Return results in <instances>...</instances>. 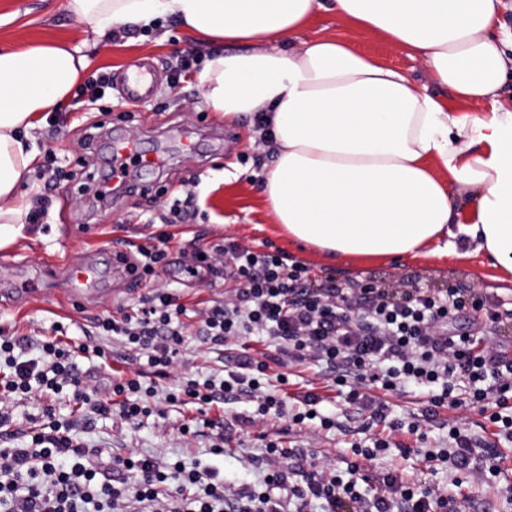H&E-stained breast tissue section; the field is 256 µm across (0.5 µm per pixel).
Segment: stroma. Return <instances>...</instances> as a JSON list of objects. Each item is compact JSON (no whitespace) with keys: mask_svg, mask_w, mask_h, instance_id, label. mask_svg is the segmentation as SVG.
Returning <instances> with one entry per match:
<instances>
[{"mask_svg":"<svg viewBox=\"0 0 512 512\" xmlns=\"http://www.w3.org/2000/svg\"><path fill=\"white\" fill-rule=\"evenodd\" d=\"M332 34L346 39L355 50L401 70L413 81L428 80L419 60L410 57L407 49L380 34L354 29L335 13L319 11L299 36L307 39ZM52 42L80 48L89 57V71L111 72L113 87L96 104L84 107L65 103L59 114L60 134L51 135L47 123L38 131L39 153L54 151L60 172L52 182L42 166H35L21 187L25 198L45 192L53 204L45 223L25 229L23 238L10 250L0 251V325L36 340L59 321L68 325L73 342L102 345L111 353L108 366L96 367L82 358L77 361L80 376L99 389H107L113 377L134 373L143 366L139 352L125 350L118 339L98 335L94 328L95 316L131 309L138 298L128 289L127 271L113 260V243L118 239L139 240L145 225L160 224L166 202L184 197L190 190L196 194L197 216L193 223L177 227L176 238L168 248L169 263L157 273L158 281L177 289L190 306L189 326H197L200 320L192 311L196 302L222 299L228 288L220 278L210 286L188 276L185 268L193 263V247L232 240L253 246L270 243L283 251L286 259L305 263L323 284L336 288L363 280L390 287L404 282L435 290L466 284L512 308V275L492 266L480 254L331 263L288 240L274 224L260 190L258 167L269 162L270 154L260 142L254 119L225 123L223 116L206 106L197 72L183 74L179 85L171 86L166 62L175 52L195 49L212 54L219 50L217 44L190 34L175 18H159L153 28L135 30L124 43L115 44L96 40L88 24L65 10L64 0H0V49ZM140 58L154 66L160 84L154 96L131 106L123 101L119 85L130 62ZM98 119L110 122L113 135L135 134L144 150L160 149L167 158L155 171L130 166V174L140 180L139 188L109 206L86 199L84 181L67 178L82 153L77 144L80 126ZM183 130L191 132L198 143L194 154H185L180 148L179 133ZM73 258L95 260L101 277V293L88 296L81 304L68 300L61 283L44 274L46 265H61ZM239 352L236 346L214 352L205 337L192 335L186 342L183 370L203 378L219 377ZM272 371L289 375L292 392L315 390L324 399L323 409H344L345 431L319 433L310 427L292 428L274 417L258 422L254 419L255 404L243 400H228L210 409L162 401L156 412L141 420L132 422L115 413L94 417L91 426L85 427L81 412L68 400L52 402L35 396L11 405L12 420L0 427V447L20 445L41 423L44 408L51 405L57 414L79 424L88 447L101 449L98 465L104 469L110 467L114 456L134 451L178 461L190 469H218L225 482L251 491L262 483L264 467L257 459L271 439L294 449L295 455L289 460L294 467L306 468L322 459L339 465L349 459L352 442L364 436L367 412L346 406L316 370L276 364ZM427 400V395L417 390L389 396L394 415L418 422L419 431L404 435L407 453L390 450L379 458V467L399 470L409 481L456 496L466 512H512V497L497 492L494 486L481 481L452 485L446 470L426 460L427 449L446 445L450 421L463 420L475 438L485 436L482 418L474 411L444 409L435 421H425L422 414ZM213 420L224 425V453L220 456L210 451L213 435L209 423ZM186 424L191 427L187 433L182 430Z\"/></svg>","mask_w":512,"mask_h":512,"instance_id":"35a3bbf8","label":"stroma"}]
</instances>
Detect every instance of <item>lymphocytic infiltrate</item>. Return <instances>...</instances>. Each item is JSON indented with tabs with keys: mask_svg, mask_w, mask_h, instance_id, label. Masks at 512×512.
I'll use <instances>...</instances> for the list:
<instances>
[{
	"mask_svg": "<svg viewBox=\"0 0 512 512\" xmlns=\"http://www.w3.org/2000/svg\"><path fill=\"white\" fill-rule=\"evenodd\" d=\"M174 233L160 231L138 245L132 271L149 290L132 312L98 318L103 336L120 337L125 348L145 355L155 375L173 380L166 394L143 385L141 373L112 379L107 391L84 381L76 354L108 361L101 346L72 345L59 336L37 342L38 357L25 355L23 339L0 329V425L8 423L7 404L32 395L68 393L70 402L98 416L119 411L136 420L153 411L151 401L213 405L227 398L255 403L260 417L304 424L323 398L297 393L300 411L287 412L288 378L270 377L267 360L249 352L237 355L222 379L199 381L180 370L186 344L185 303L174 289L156 285L166 266ZM197 268L224 277L230 288L223 300L200 312L199 333L210 344H238L265 336L289 362L320 365L321 374L345 402L368 411L365 425L371 447L353 444L354 461L339 470L329 461L315 464L302 484L291 482L282 463L289 448L268 442L262 454L263 491L242 493L215 469L186 470L153 456H119L118 468L134 483L100 472L93 463L98 448L84 445L72 424L58 422L46 408L45 422L18 448H0V512H462L456 499L433 495L398 471H379L375 460L402 448L403 432L418 423L393 417L384 397L409 388L427 390L428 412L441 408L477 411L491 426L492 438L478 470H470L474 441L461 422L448 428V445L428 453L430 461L451 464L473 478L495 475L502 458L497 438L512 441V343L502 340L512 325V309L487 302L472 288L443 291L384 288L364 282L328 288L308 267L286 262L279 250L235 242L195 246Z\"/></svg>",
	"mask_w": 512,
	"mask_h": 512,
	"instance_id": "lymphocytic-infiltrate-1",
	"label": "lymphocytic infiltrate"
}]
</instances>
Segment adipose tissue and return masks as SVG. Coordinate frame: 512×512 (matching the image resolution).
Segmentation results:
<instances>
[{"label":"adipose tissue","instance_id":"obj_1","mask_svg":"<svg viewBox=\"0 0 512 512\" xmlns=\"http://www.w3.org/2000/svg\"><path fill=\"white\" fill-rule=\"evenodd\" d=\"M501 0H65L95 35L171 16L230 45L200 75L209 107L266 121L273 162L260 174L289 239L328 260L456 254L470 242L512 274V34ZM320 10L407 48L418 84L340 38H292ZM88 65L62 43L0 50V250L22 237L18 188L35 132ZM479 106L450 109L439 90ZM447 179H440V172Z\"/></svg>","mask_w":512,"mask_h":512}]
</instances>
